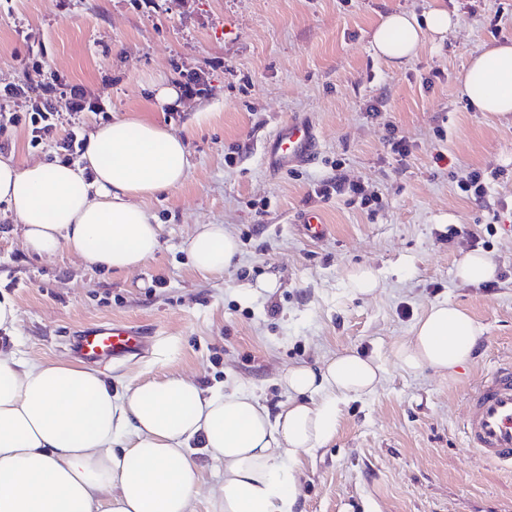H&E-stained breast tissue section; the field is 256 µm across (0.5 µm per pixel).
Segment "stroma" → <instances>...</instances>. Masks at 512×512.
I'll return each mask as SVG.
<instances>
[{"label":"stroma","instance_id":"1","mask_svg":"<svg viewBox=\"0 0 512 512\" xmlns=\"http://www.w3.org/2000/svg\"><path fill=\"white\" fill-rule=\"evenodd\" d=\"M448 10L457 26L393 68L372 32L393 11ZM512 43V0H0V87L25 79L29 51L65 92L98 102L83 127L129 112L187 141L184 183L145 200L161 248L143 267L107 272L61 251L29 254L0 214V298L17 308L0 350L36 362H72L82 325L128 321L152 333L143 356L102 365L120 388L175 373L207 392L244 388L270 411L287 399L288 369L344 352L380 360L385 378L342 403L335 435L295 472L297 512H512V472L467 448L465 397L493 365L512 359V121L470 111L457 80L485 47ZM205 93L155 100L183 73ZM209 113L202 126L194 113ZM310 117L312 164L277 174L263 147L278 126ZM404 138L407 156L391 152ZM504 175L482 200L458 186L472 170ZM336 177L377 196L315 197ZM317 210L327 235L310 240L301 213ZM200 224L238 240L221 276L192 270ZM479 251L490 285L461 283L456 268ZM371 268L372 294L350 272ZM275 280L270 290L261 281ZM467 310L481 328L473 361L454 376L403 369L395 348L430 305Z\"/></svg>","mask_w":512,"mask_h":512}]
</instances>
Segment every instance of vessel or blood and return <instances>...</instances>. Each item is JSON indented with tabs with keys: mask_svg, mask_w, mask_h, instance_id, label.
Masks as SVG:
<instances>
[{
	"mask_svg": "<svg viewBox=\"0 0 512 512\" xmlns=\"http://www.w3.org/2000/svg\"><path fill=\"white\" fill-rule=\"evenodd\" d=\"M315 145L311 121L288 120L266 142L264 164L272 172L307 164ZM70 347L86 362L103 363L141 355L149 334L119 323L94 324L76 331ZM463 431L469 448L487 463L512 470V360L498 363L470 390Z\"/></svg>",
	"mask_w": 512,
	"mask_h": 512,
	"instance_id": "1",
	"label": "vessel or blood"
}]
</instances>
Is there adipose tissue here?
Segmentation results:
<instances>
[{
  "mask_svg": "<svg viewBox=\"0 0 512 512\" xmlns=\"http://www.w3.org/2000/svg\"><path fill=\"white\" fill-rule=\"evenodd\" d=\"M456 25L444 9L393 12L372 46L398 67ZM458 92L472 111L512 115V44L473 56ZM84 159L21 165L0 156V211L37 256L65 249L91 267L141 268L160 247L142 202L184 182V139L130 114L97 126ZM238 252L220 224L198 225L188 243L202 273H224ZM479 334L466 310L437 303L395 357L404 368L450 376L472 361ZM383 376L376 358L355 353L289 369L280 380L288 399L273 413L243 388L207 394L169 374L116 392L80 364L0 352V512H196L195 446L224 463L213 512H294L295 467L335 434L340 403L374 393Z\"/></svg>",
  "mask_w": 512,
  "mask_h": 512,
  "instance_id": "adipose-tissue-1",
  "label": "adipose tissue"
}]
</instances>
